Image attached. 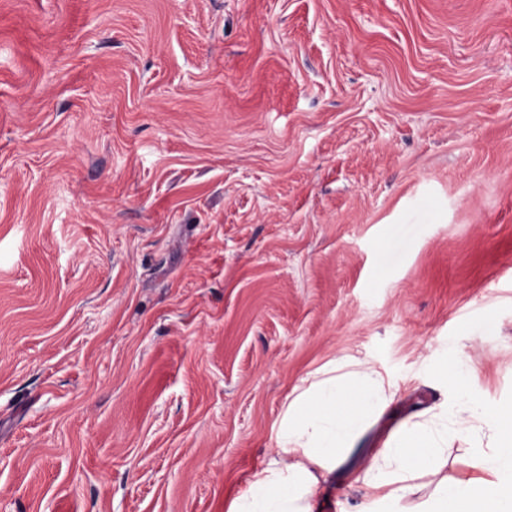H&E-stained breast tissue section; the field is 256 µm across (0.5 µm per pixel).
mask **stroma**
Instances as JSON below:
<instances>
[{
  "instance_id": "stroma-1",
  "label": "stroma",
  "mask_w": 512,
  "mask_h": 512,
  "mask_svg": "<svg viewBox=\"0 0 512 512\" xmlns=\"http://www.w3.org/2000/svg\"><path fill=\"white\" fill-rule=\"evenodd\" d=\"M349 359L318 512L444 366L512 403V0H0V512H227Z\"/></svg>"
}]
</instances>
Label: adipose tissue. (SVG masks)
I'll list each match as a JSON object with an SVG mask.
<instances>
[{
    "label": "adipose tissue",
    "instance_id": "obj_1",
    "mask_svg": "<svg viewBox=\"0 0 512 512\" xmlns=\"http://www.w3.org/2000/svg\"><path fill=\"white\" fill-rule=\"evenodd\" d=\"M448 380L458 397L457 413L403 424L384 442L361 476L370 495L360 512H393L414 480L433 473L450 439L477 434L486 425L492 443L470 457L478 478L441 480L422 512H512V404L487 407L471 395L464 369L450 372ZM393 398L391 382L375 370L348 371L333 362L318 370L308 386L289 395L274 426L287 465L273 462L256 472L228 512H316L323 482L343 463L360 427Z\"/></svg>",
    "mask_w": 512,
    "mask_h": 512
}]
</instances>
